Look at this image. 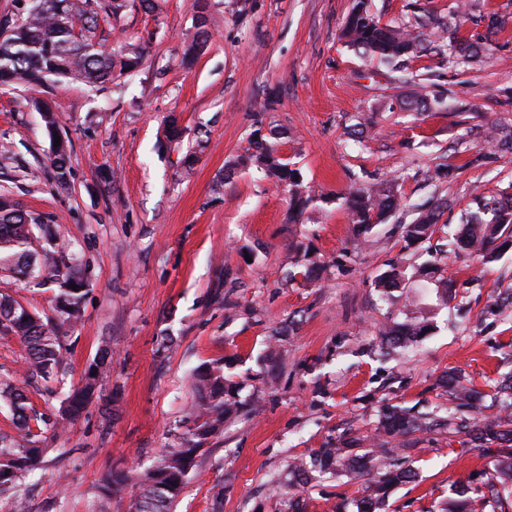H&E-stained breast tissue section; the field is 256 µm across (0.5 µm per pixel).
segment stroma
I'll list each match as a JSON object with an SVG mask.
<instances>
[{"label": "stroma", "mask_w": 512, "mask_h": 512, "mask_svg": "<svg viewBox=\"0 0 512 512\" xmlns=\"http://www.w3.org/2000/svg\"><path fill=\"white\" fill-rule=\"evenodd\" d=\"M352 5L208 0L202 12L195 0H151L147 10L126 0L97 36L109 51L142 47L139 70L102 85H0V192L43 217L35 240L48 232L71 244L87 282L56 380L29 377L20 340L0 335V379L23 385L51 424L41 464L0 496V512H134L141 471L190 425L193 376L205 366L221 365L254 410L225 417L207 439L172 512H288L293 496L307 512H354L362 481L317 471L293 481L291 465L344 438L369 447L388 403L476 418L439 386L445 371L495 395L512 368V308L498 302L512 290V250L488 264L448 256L456 296L423 295L436 329L404 352L380 348L391 305L374 281L390 262L431 259L471 208L474 187L512 192V150L486 140L491 125L512 130V0H371L381 23L432 41L459 24L488 47L460 66L434 54L401 70L340 40ZM201 13L211 40L187 65ZM412 71L442 100L419 116L396 104L414 90ZM45 106L68 146L65 190L53 179ZM361 115L373 123L358 143L349 130ZM173 119L177 142L166 136ZM258 129L279 131L278 155L324 195L299 223L289 220L287 190L237 164ZM189 152L197 160L187 166ZM358 183L394 184L414 205H448L419 246L406 245V212L360 243L338 201ZM300 244L325 267L317 283L289 275ZM104 350L111 364L97 398L58 424L62 400ZM389 445L416 473L393 491L390 512H438L456 484L480 480L490 465L462 432H416ZM114 470L129 479L107 497L101 487Z\"/></svg>", "instance_id": "stroma-1"}]
</instances>
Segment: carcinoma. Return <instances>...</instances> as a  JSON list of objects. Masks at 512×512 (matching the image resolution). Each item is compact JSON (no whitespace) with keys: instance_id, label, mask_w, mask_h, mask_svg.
I'll return each instance as SVG.
<instances>
[{"instance_id":"cac0c4a2","label":"carcinoma","mask_w":512,"mask_h":512,"mask_svg":"<svg viewBox=\"0 0 512 512\" xmlns=\"http://www.w3.org/2000/svg\"><path fill=\"white\" fill-rule=\"evenodd\" d=\"M123 0H31L26 15L0 27V83L40 86L54 77L72 83L101 84L114 78L115 72L128 73L139 69L144 60L143 49L125 45L108 52L97 40L101 16L118 12ZM341 37L348 46L364 57L388 67H397L414 58L432 53H448V61L465 63L486 50L462 36L448 32V41L424 44L421 35L404 27L383 25L369 11L368 0H355L342 28ZM209 40L206 18L196 26L188 52L201 53ZM441 101L423 94L401 99L400 108L424 111ZM238 165L254 166L274 179L278 186L288 187L290 212L299 220L308 207L324 196L305 184L300 169L276 155L268 135H252L247 153ZM55 183L68 187L69 155L51 160ZM349 211L356 238L367 234L377 224L385 223L397 211L406 207L393 185H361L339 197ZM475 209L462 216V230L448 242V251L466 252L483 263L496 260L512 245V193L498 197L476 195ZM440 220L439 208L422 211L404 226L407 245L425 242L433 236ZM43 223L40 216L15 207L4 195L0 196V270L20 273L36 287L56 286L54 316L43 319L8 293H0V333L17 337L28 354V372L48 382L55 379L65 360V338L81 320L86 282L74 262L64 255L70 251L65 243L55 239L41 250H29L33 244L32 228ZM294 267L303 279H311L319 270L316 258L309 251L295 249ZM417 281L443 292V299L455 287L444 275V268L435 262L423 264L417 271ZM406 270L396 262L379 274L375 287L381 297L393 302V292L402 288ZM429 308L420 306L401 321L394 320L381 331L383 342L394 349H405L428 335ZM106 369L105 358L91 363L80 382L62 401L60 421H73L86 409L98 390L99 379ZM441 383L460 407H472L482 399V393L468 386L456 371L443 374ZM195 406L192 426L182 433L179 447L166 450L157 465L141 475V494L135 512H170L172 503L182 490L184 479L195 466L196 453L203 442L224 424V416L241 409L232 387L224 386V372L208 368L196 374ZM0 405L12 415L18 432L14 442L0 443V493L16 487L25 473L37 468L45 451L42 447L41 419L29 413L25 390L11 382H0ZM506 420L488 415L471 425L469 436L476 448L492 454V468L485 471L481 485H461L456 497L449 499L440 512H512V429L502 428ZM428 429L426 418L398 405L386 407L378 422V430L387 436L403 437ZM294 468L305 474L308 469L330 471L336 475H351L366 479L364 495L357 501V512H387L392 490L411 481L414 473L399 463V449L379 442L371 448H356L353 441L337 448H321L310 463L296 462Z\"/></svg>"}]
</instances>
